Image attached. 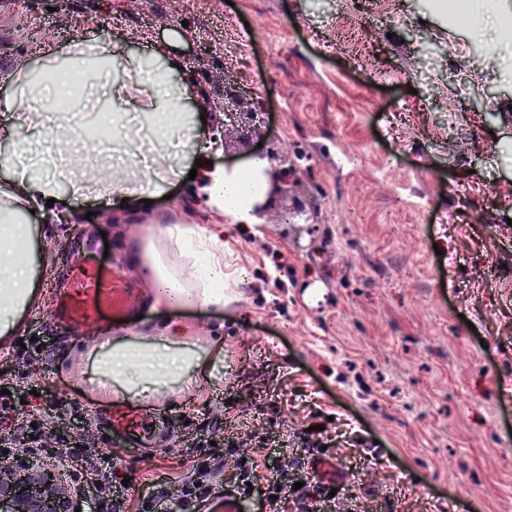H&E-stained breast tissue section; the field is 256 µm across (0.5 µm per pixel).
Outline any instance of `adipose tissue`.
I'll list each match as a JSON object with an SVG mask.
<instances>
[{"label": "adipose tissue", "instance_id": "ef3b65f1", "mask_svg": "<svg viewBox=\"0 0 512 512\" xmlns=\"http://www.w3.org/2000/svg\"><path fill=\"white\" fill-rule=\"evenodd\" d=\"M88 60L96 76L110 77L116 67L124 73L112 79L108 96L115 107L113 143L126 159L113 164L111 172L91 169L69 179L63 161L72 147L93 154L103 142L93 135L76 140L74 123L63 115L49 119L47 105L66 65ZM179 70L178 60L160 45L137 53L109 39L73 40L13 69L11 91L0 97V112L10 115L0 126V164L10 169L0 178L1 337L18 332L38 296L30 258L21 248L31 223H56L85 192L95 191L112 206L116 219L129 222L147 212L148 201L164 195L193 165L212 218L255 224V207L270 189L271 167L261 156L239 164L216 163L223 136L204 121V108L184 105L186 87ZM146 259L153 301L168 310L223 309L229 288L245 274L225 249L223 234L196 223L158 225ZM92 357L94 383L106 397L133 393L153 399L169 385L195 389L211 377L204 359L183 346L175 325L162 327L155 336L130 332L108 337Z\"/></svg>", "mask_w": 512, "mask_h": 512}]
</instances>
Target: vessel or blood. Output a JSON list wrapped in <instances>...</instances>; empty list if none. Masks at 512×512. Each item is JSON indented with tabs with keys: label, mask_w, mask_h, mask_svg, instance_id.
I'll return each mask as SVG.
<instances>
[{
	"label": "vessel or blood",
	"mask_w": 512,
	"mask_h": 512,
	"mask_svg": "<svg viewBox=\"0 0 512 512\" xmlns=\"http://www.w3.org/2000/svg\"><path fill=\"white\" fill-rule=\"evenodd\" d=\"M141 304L135 283L122 270L103 271L80 261L68 274L55 317L72 329L106 318L118 323L136 313ZM109 419L113 441L125 448L140 447L152 431V418L130 404L113 407Z\"/></svg>",
	"instance_id": "vessel-or-blood-1"
}]
</instances>
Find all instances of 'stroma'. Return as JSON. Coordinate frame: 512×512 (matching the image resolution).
Segmentation results:
<instances>
[{
    "instance_id": "obj_1",
    "label": "stroma",
    "mask_w": 512,
    "mask_h": 512,
    "mask_svg": "<svg viewBox=\"0 0 512 512\" xmlns=\"http://www.w3.org/2000/svg\"><path fill=\"white\" fill-rule=\"evenodd\" d=\"M0 0V95L16 61L48 41L145 33L174 50L207 96L186 105L224 123V92L250 82L268 113L260 133H224L222 162L257 151L288 156L317 203L313 232L272 207L254 227L213 223L198 185L182 180L136 224L79 197L63 224L33 225L45 250L32 271L53 286L19 338L0 346V390L30 384L54 403L38 412L66 439L43 459L81 492L79 512H105L110 492L86 462L111 455L138 501L153 481L224 458L225 438L254 454L258 482L244 512H296L269 503L268 481L319 443L342 474L320 512H512V35L474 19L456 25L426 0ZM256 29L247 45L219 17ZM460 53H449V45ZM469 186L468 195L454 192ZM193 217L216 226L248 271L223 310L169 311L79 331L53 309L74 257L123 267L142 230ZM174 322L207 362L212 382L142 408L167 412L156 447H113L112 400L91 386L94 343Z\"/></svg>"
}]
</instances>
